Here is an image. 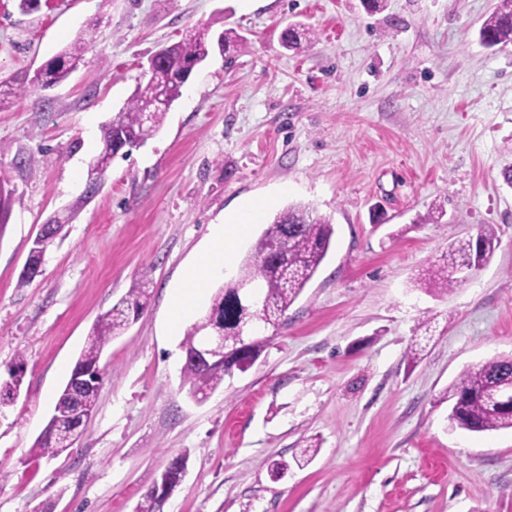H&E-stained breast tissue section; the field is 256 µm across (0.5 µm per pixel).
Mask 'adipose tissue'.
Returning <instances> with one entry per match:
<instances>
[{"label":"adipose tissue","mask_w":512,"mask_h":512,"mask_svg":"<svg viewBox=\"0 0 512 512\" xmlns=\"http://www.w3.org/2000/svg\"><path fill=\"white\" fill-rule=\"evenodd\" d=\"M269 204V199L257 200L227 223L214 225L210 247L186 269L183 286L170 305L168 328L171 334H178L195 309L205 302L211 282L232 265L238 242L250 233L254 224L261 222Z\"/></svg>","instance_id":"1"}]
</instances>
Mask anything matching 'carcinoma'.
I'll return each instance as SVG.
<instances>
[{"label":"carcinoma","instance_id":"obj_1","mask_svg":"<svg viewBox=\"0 0 512 512\" xmlns=\"http://www.w3.org/2000/svg\"><path fill=\"white\" fill-rule=\"evenodd\" d=\"M479 39L487 48L512 44V0H499L496 10L482 24ZM281 40L286 49L299 50L307 38L302 30L287 28ZM240 41L241 36L232 30L214 37L209 27L198 26L182 40L162 47L159 61L147 81L137 86L126 106L114 113L102 128V150L88 169L90 192L101 187L115 158H130L133 151L143 147L160 130L165 115L181 98L195 68L208 57L212 43H217L224 52ZM90 49L91 40L78 37L41 65L30 82H22L18 91L26 94L31 89H47L62 82ZM333 233L330 218L301 204L288 206L266 224L253 251L241 263L237 278L216 290L209 311L185 332L182 349L186 353L202 345L208 335H224L223 360L204 370L189 360L184 361L183 384L188 386L190 398L198 400L211 395L224 384L225 378L245 371L270 340L268 336L258 337L241 353L230 355L238 343V325L244 314L239 284L261 282L263 293L249 305V313L253 314L254 323L266 329L277 327L325 259ZM497 246L493 226L481 225L476 235L456 241L439 263L424 273L423 288L437 292L453 289L461 284L459 269L466 267L473 272L481 269L493 257ZM43 260L41 250L30 249L26 264L33 267V271L20 273L18 287L24 288L34 281ZM147 303V292L137 288L115 304L112 311L101 315L73 370L101 371L104 349L143 314ZM16 368H24L23 358H18L8 369L9 379L0 383V405L10 403L13 390L21 385L23 375L15 373ZM97 395L98 391L93 388L76 393L62 390L55 401L51 431L35 440L30 454L40 458L56 457L65 451L64 439H79L82 431L75 428V410L81 406L94 411ZM447 399L451 401L448 420L455 428L475 433L512 429V354L463 371L448 388ZM160 480L159 476L152 478L137 512H161L164 498L154 493Z\"/></svg>","mask_w":512,"mask_h":512}]
</instances>
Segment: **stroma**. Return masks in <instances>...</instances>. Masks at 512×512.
<instances>
[{
  "label": "stroma",
  "instance_id": "obj_1",
  "mask_svg": "<svg viewBox=\"0 0 512 512\" xmlns=\"http://www.w3.org/2000/svg\"><path fill=\"white\" fill-rule=\"evenodd\" d=\"M496 3L0 0V82L98 25L65 82L0 97V377L25 362L0 407V512H136L183 453L162 512H512V430L451 428L444 397L512 353V45L478 38ZM201 24L245 41L211 51L161 131L82 200L148 58ZM292 24L310 33L297 52L281 44ZM265 196V221L291 204L329 217L331 245L257 361L200 404L169 303L211 226ZM55 217L41 275L18 287ZM483 224L499 239L488 265L443 294L415 286ZM142 286L150 303L106 348L83 435L31 456L93 324Z\"/></svg>",
  "mask_w": 512,
  "mask_h": 512
}]
</instances>
